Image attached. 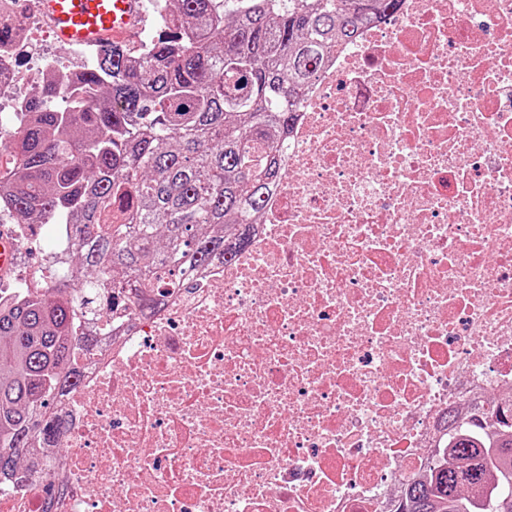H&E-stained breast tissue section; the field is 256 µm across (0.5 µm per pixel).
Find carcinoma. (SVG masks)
<instances>
[{
  "mask_svg": "<svg viewBox=\"0 0 512 512\" xmlns=\"http://www.w3.org/2000/svg\"><path fill=\"white\" fill-rule=\"evenodd\" d=\"M399 0H168L171 20L133 58L104 43L76 76L98 94L72 112L50 76L13 113L0 175V217L32 231L63 224L70 268L54 288L0 291V473L38 470L65 416L54 399L77 385L114 304L156 313L153 281L175 287L246 243L278 173L281 144L336 43L356 39ZM446 417L448 447L405 493L400 512H512V425Z\"/></svg>",
  "mask_w": 512,
  "mask_h": 512,
  "instance_id": "carcinoma-1",
  "label": "carcinoma"
}]
</instances>
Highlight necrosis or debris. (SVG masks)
<instances>
[{"label":"necrosis or debris","mask_w":512,"mask_h":512,"mask_svg":"<svg viewBox=\"0 0 512 512\" xmlns=\"http://www.w3.org/2000/svg\"><path fill=\"white\" fill-rule=\"evenodd\" d=\"M0 18V112L96 50ZM109 324L10 512H395L442 418L512 394V0H401L332 52L250 244Z\"/></svg>","instance_id":"obj_1"}]
</instances>
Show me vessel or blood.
<instances>
[{
  "label": "vessel or blood",
  "instance_id": "b4317fda",
  "mask_svg": "<svg viewBox=\"0 0 512 512\" xmlns=\"http://www.w3.org/2000/svg\"><path fill=\"white\" fill-rule=\"evenodd\" d=\"M58 40L67 45L125 42L145 21L143 0H36ZM17 242L0 229V277L15 266Z\"/></svg>",
  "mask_w": 512,
  "mask_h": 512
}]
</instances>
